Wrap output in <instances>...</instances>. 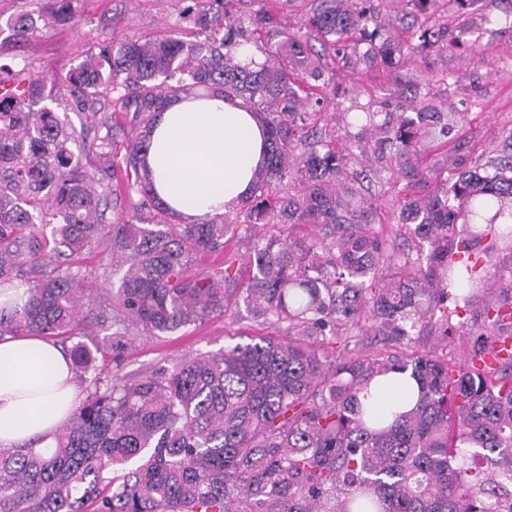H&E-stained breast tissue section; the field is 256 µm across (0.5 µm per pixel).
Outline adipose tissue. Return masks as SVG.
Here are the masks:
<instances>
[{"mask_svg":"<svg viewBox=\"0 0 512 512\" xmlns=\"http://www.w3.org/2000/svg\"><path fill=\"white\" fill-rule=\"evenodd\" d=\"M261 128L246 108L221 95L173 100L155 120L147 163L155 194L194 218L221 214L245 199L263 152ZM406 373L371 388L368 407L385 414L409 409ZM81 401L67 353L38 336L0 338V447L52 436Z\"/></svg>","mask_w":512,"mask_h":512,"instance_id":"1","label":"adipose tissue"}]
</instances>
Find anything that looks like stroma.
Segmentation results:
<instances>
[{
  "label": "stroma",
  "instance_id": "1",
  "mask_svg": "<svg viewBox=\"0 0 512 512\" xmlns=\"http://www.w3.org/2000/svg\"><path fill=\"white\" fill-rule=\"evenodd\" d=\"M498 0H482L478 10L460 12L448 24L447 50L428 59H405L398 69L407 83L421 92L464 110V124L456 140L442 143L428 139L424 161L427 164L450 158V173L469 170L484 152L502 146L512 134V28L505 24H488L484 18L497 14ZM82 21L78 26L56 31L28 46V54L47 76L65 74L75 65L90 37L121 42L143 35L164 33L177 21L174 0H81ZM122 13V23L101 29V15ZM328 71L339 83L357 90L359 95L375 94L402 105L404 97L396 85L387 83L364 65L342 66L334 56H327ZM483 319L473 313L464 323L450 321L448 333L412 335L401 341L371 336L369 331H355L342 336H316L312 342L326 352L356 354L370 345L398 353L404 350H431L449 364H466L470 357L483 353L488 343L483 335ZM284 326L256 319L240 309L236 322L225 324L217 318L200 326H189L174 333L138 339L128 355L124 374H136L169 364L172 360L195 352L215 351L239 342L246 336L283 338Z\"/></svg>",
  "mask_w": 512,
  "mask_h": 512
}]
</instances>
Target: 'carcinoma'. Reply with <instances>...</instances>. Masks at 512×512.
Masks as SVG:
<instances>
[{"label": "carcinoma", "instance_id": "obj_1", "mask_svg": "<svg viewBox=\"0 0 512 512\" xmlns=\"http://www.w3.org/2000/svg\"><path fill=\"white\" fill-rule=\"evenodd\" d=\"M29 2L0 40V288L24 287L0 305V337L66 346L84 398L49 447L0 448V512H512V354L462 369L429 351L334 357L288 339L362 323L393 341L446 334L479 304L486 335L512 337V295L489 296L496 271L470 260L512 251V152L442 185L419 155L465 113L425 94L395 118L320 64L331 52L377 70L447 48L428 0H403L412 36L380 42L386 0H313L295 31L241 0H177L187 37L96 39L60 77L24 47L81 22L79 0ZM252 48L262 63L243 59ZM329 87L353 108L342 149L320 126ZM199 89L252 109L268 145L239 211L188 221L156 197L145 159L156 112ZM388 172L434 189L398 198L386 234L366 185ZM234 237L245 278L221 259ZM400 238L414 249L398 252ZM202 255L219 261L199 268ZM95 257L118 276L97 299ZM241 302L287 338L122 373L136 339L232 322ZM99 328L113 329L104 344ZM394 371L417 381V401L378 421L361 399Z\"/></svg>", "mask_w": 512, "mask_h": 512}]
</instances>
